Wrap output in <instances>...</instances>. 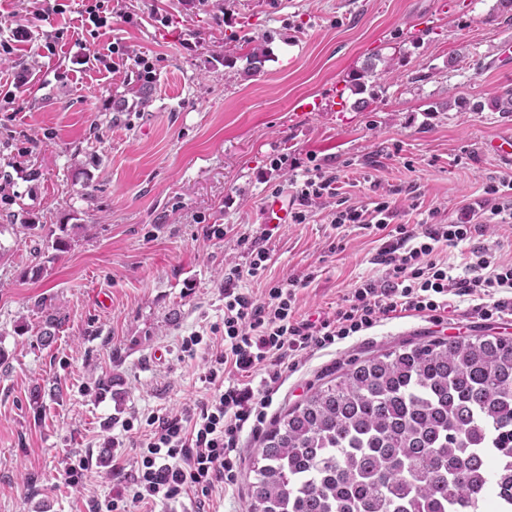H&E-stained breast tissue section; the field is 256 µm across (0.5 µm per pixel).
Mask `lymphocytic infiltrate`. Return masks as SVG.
<instances>
[{"label":"lymphocytic infiltrate","instance_id":"f902f5d3","mask_svg":"<svg viewBox=\"0 0 512 512\" xmlns=\"http://www.w3.org/2000/svg\"><path fill=\"white\" fill-rule=\"evenodd\" d=\"M487 193V199L466 207L460 221L419 228L390 227L385 200L370 209H337L335 226L382 235L373 262L384 274L360 280L333 313L314 319L298 312L300 279L269 285L259 299L240 288L243 276L258 278L268 268L265 242L272 232L263 230L260 241L250 244L247 268L235 266L224 274V350L211 358L204 375L211 397L161 416L131 413L123 431L143 433L133 469L127 473L113 465L120 486L110 499L93 502L90 512H130L140 505L171 512L185 498L192 512H206L212 492L237 481L244 429L255 432L263 426L285 370L296 369L304 354L362 335L399 312L447 322L457 298H470L472 315L484 320L512 315V263L500 261L479 241L485 215L512 220V175L489 185ZM338 194L335 174H308L297 191L298 208L288 212L289 221L305 223L308 207ZM462 244L469 247V261L464 274L457 275L442 253ZM258 372L263 378L255 388L249 379ZM228 375L239 376V383L225 384Z\"/></svg>","mask_w":512,"mask_h":512}]
</instances>
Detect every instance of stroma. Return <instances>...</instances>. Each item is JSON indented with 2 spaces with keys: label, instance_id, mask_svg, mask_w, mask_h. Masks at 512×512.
<instances>
[{
  "label": "stroma",
  "instance_id": "stroma-1",
  "mask_svg": "<svg viewBox=\"0 0 512 512\" xmlns=\"http://www.w3.org/2000/svg\"><path fill=\"white\" fill-rule=\"evenodd\" d=\"M496 5L112 0L111 26L94 33L82 0L45 21L35 0H0V38L15 40L0 57V93L17 92L0 107V512H85L87 499L111 496L113 462L128 467L138 454L108 446L128 413L209 397L210 350L188 357L181 340L221 323L224 272L249 261L240 237L260 234L273 194L295 200L307 160L338 176L339 198L279 225L263 278L242 282L258 298L267 283L315 272L298 291L306 314L336 309L356 281L382 274L376 236L333 225L339 201L386 199L395 225L446 223L512 174L490 149L512 137V113L489 106L512 88V58L500 51L512 23L493 20ZM111 46L107 69L95 57ZM301 97L320 109L296 111ZM283 155L300 168L275 166ZM33 223L80 230L58 252L23 233ZM44 299L62 317L48 346L36 340ZM469 305L459 299L445 324L396 317L312 353L269 416L357 358L433 339H512V315L484 321ZM36 386L40 409L29 402ZM259 441L243 434L238 481L214 494L210 512H245ZM88 455L84 478L68 483V466Z\"/></svg>",
  "mask_w": 512,
  "mask_h": 512
}]
</instances>
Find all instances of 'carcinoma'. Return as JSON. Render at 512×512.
<instances>
[{
	"mask_svg": "<svg viewBox=\"0 0 512 512\" xmlns=\"http://www.w3.org/2000/svg\"><path fill=\"white\" fill-rule=\"evenodd\" d=\"M70 247L68 225H22ZM49 313L38 333L55 340ZM246 512H512V340L402 345L348 364L277 416L253 452Z\"/></svg>",
	"mask_w": 512,
	"mask_h": 512,
	"instance_id": "carcinoma-1",
	"label": "carcinoma"
}]
</instances>
